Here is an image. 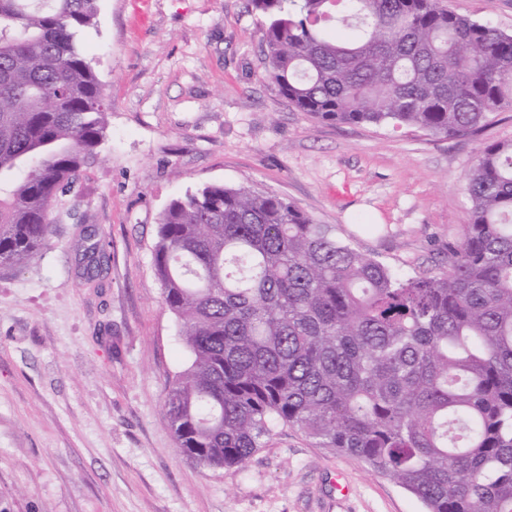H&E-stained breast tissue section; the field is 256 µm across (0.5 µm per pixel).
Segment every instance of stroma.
I'll return each mask as SVG.
<instances>
[{
	"label": "stroma",
	"instance_id": "35a3bbf8",
	"mask_svg": "<svg viewBox=\"0 0 512 512\" xmlns=\"http://www.w3.org/2000/svg\"><path fill=\"white\" fill-rule=\"evenodd\" d=\"M512 32V0H443ZM82 50L103 83L98 158L51 210L50 243L0 266V512H423L358 458L277 427L244 467L182 454L164 414L189 363L153 273L168 202L204 183L283 198L359 251L438 271L469 223L479 135L339 125L297 111L266 76L249 0H99ZM106 241L88 276L87 229Z\"/></svg>",
	"mask_w": 512,
	"mask_h": 512
}]
</instances>
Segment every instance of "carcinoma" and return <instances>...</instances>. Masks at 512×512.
Instances as JSON below:
<instances>
[{
  "instance_id": "obj_1",
  "label": "carcinoma",
  "mask_w": 512,
  "mask_h": 512,
  "mask_svg": "<svg viewBox=\"0 0 512 512\" xmlns=\"http://www.w3.org/2000/svg\"><path fill=\"white\" fill-rule=\"evenodd\" d=\"M267 76L299 112L446 138L512 96V33L439 0H251ZM98 0H0V265L48 245L54 200L105 135L79 37ZM448 264L409 276L292 203L205 184L158 218L154 274L190 365L176 447L244 465L291 426L426 512H512V143L483 145Z\"/></svg>"
}]
</instances>
